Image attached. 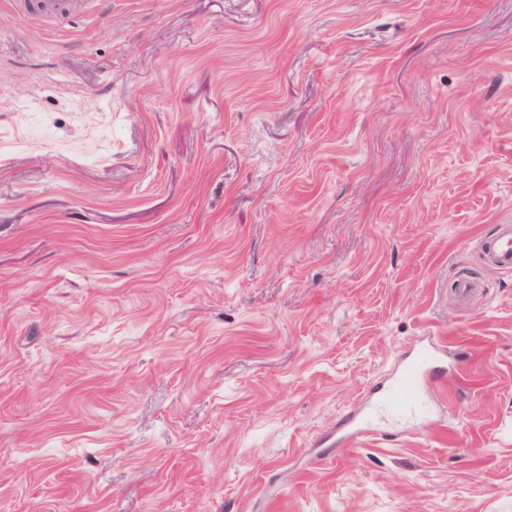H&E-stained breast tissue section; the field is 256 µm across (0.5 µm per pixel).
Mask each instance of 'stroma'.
I'll return each instance as SVG.
<instances>
[{
    "label": "stroma",
    "mask_w": 512,
    "mask_h": 512,
    "mask_svg": "<svg viewBox=\"0 0 512 512\" xmlns=\"http://www.w3.org/2000/svg\"><path fill=\"white\" fill-rule=\"evenodd\" d=\"M29 2L0 512H512V0ZM431 338L429 423L338 444ZM487 250L492 254L495 267L512 271V225L502 224L494 239L487 242Z\"/></svg>",
    "instance_id": "1"
}]
</instances>
